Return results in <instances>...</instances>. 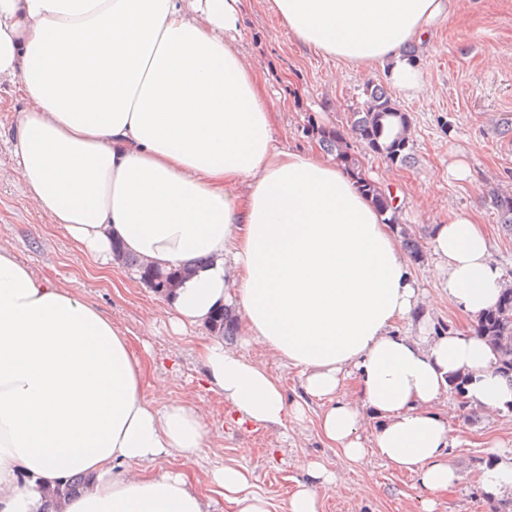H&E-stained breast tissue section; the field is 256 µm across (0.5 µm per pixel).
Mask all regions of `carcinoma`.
<instances>
[{"mask_svg":"<svg viewBox=\"0 0 512 512\" xmlns=\"http://www.w3.org/2000/svg\"><path fill=\"white\" fill-rule=\"evenodd\" d=\"M408 127L407 115L399 111L383 88L375 87L368 92L365 106L350 113L348 130L313 123L309 128L315 140L326 149L336 152L337 161L357 179L359 190L371 197L379 213L384 216V223L393 226L400 224L399 206L394 203L391 192L365 178L348 139H354L362 149L382 156L393 165H405L411 159L413 151ZM488 199L498 213L500 224L512 235V195L491 192ZM115 252L125 264L138 271L140 279L148 286L160 278L171 284L180 283L187 276V269L184 267L154 269L142 264L135 255L124 252L119 246L115 247ZM477 329L488 338L496 353L498 372L512 383V287L506 289L498 305L481 318ZM208 330L215 336L235 335V314L228 309L217 313L208 325ZM85 483L86 478L76 474L69 477L63 485L47 490L46 498L52 502L66 495H74L83 489Z\"/></svg>","mask_w":512,"mask_h":512,"instance_id":"obj_1","label":"carcinoma"}]
</instances>
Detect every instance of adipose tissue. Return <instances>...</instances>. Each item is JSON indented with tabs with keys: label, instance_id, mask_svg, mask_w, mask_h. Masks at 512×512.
Returning <instances> with one entry per match:
<instances>
[{
	"label": "adipose tissue",
	"instance_id": "1",
	"mask_svg": "<svg viewBox=\"0 0 512 512\" xmlns=\"http://www.w3.org/2000/svg\"><path fill=\"white\" fill-rule=\"evenodd\" d=\"M307 49L387 70L401 92L422 86L408 44L447 14V0H269ZM241 0H0V83L25 106L13 161L48 223L104 272L112 245L162 268L193 265L168 298L175 332L241 311L247 340L300 368L323 403L318 427L352 463L371 455L417 473L423 512L457 475L436 403L452 379L493 413L512 404L485 337L400 335L420 299L404 252L353 177L275 132L259 76L238 42ZM435 270L478 321L506 286L472 218L435 226ZM207 380L239 421L300 418L263 366L203 344ZM126 334L80 294L39 278L0 247V512H42L45 488L80 473L56 512H270L227 464L202 481L162 469L191 457L205 424L186 397L156 406ZM379 425L359 434L363 412ZM287 512H319L340 479L305 467Z\"/></svg>",
	"mask_w": 512,
	"mask_h": 512
}]
</instances>
